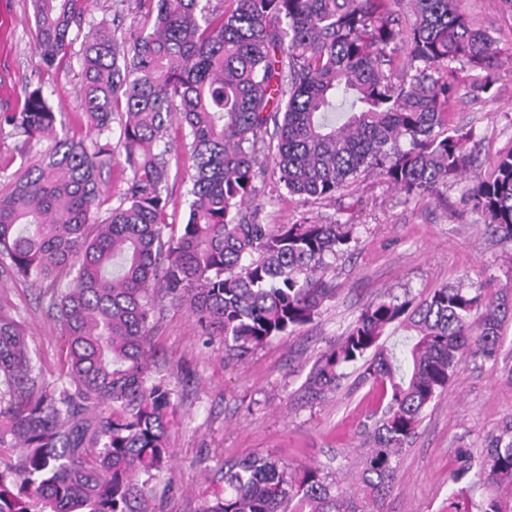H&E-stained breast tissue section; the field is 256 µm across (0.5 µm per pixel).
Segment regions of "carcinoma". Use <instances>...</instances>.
<instances>
[{
  "label": "carcinoma",
  "instance_id": "obj_1",
  "mask_svg": "<svg viewBox=\"0 0 512 512\" xmlns=\"http://www.w3.org/2000/svg\"><path fill=\"white\" fill-rule=\"evenodd\" d=\"M85 2L32 0L39 74L73 51ZM459 2L149 0L140 30L83 37L72 128L57 131L40 78L21 106L0 110V138L11 140L0 287L39 288L67 346L48 380L0 294V512H156L152 481L173 456L176 414L151 352L166 304L242 356L335 297L331 260L353 225L262 223L260 151L304 202L335 197L365 169L407 200L465 180L487 228L512 243V149L488 177L472 175L475 133L449 120L461 89L474 101L492 92L502 52ZM175 122L191 160L182 177L170 167ZM44 137L51 145L34 154ZM118 158L129 176L113 205ZM178 184L188 217L176 233ZM508 318V296L481 288L371 301L305 382L325 397L359 362L379 390L354 481L246 454L226 464L224 492L202 512H381L425 408L461 364L494 356ZM395 325L406 336L389 347ZM457 460L453 481L470 478L460 491L489 486L477 512H512V421L488 437L479 466L461 448Z\"/></svg>",
  "mask_w": 512,
  "mask_h": 512
}]
</instances>
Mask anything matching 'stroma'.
<instances>
[{
	"label": "stroma",
	"mask_w": 512,
	"mask_h": 512,
	"mask_svg": "<svg viewBox=\"0 0 512 512\" xmlns=\"http://www.w3.org/2000/svg\"><path fill=\"white\" fill-rule=\"evenodd\" d=\"M146 0H89L85 26L120 15L122 29L143 25ZM29 0H0V109L20 104L35 80ZM57 111L72 120L81 87L76 56L44 77ZM500 94L452 107V123L474 128L473 168L489 175L497 157L512 149V54L498 69ZM464 184L449 185L440 200L411 202L383 177L359 174L330 201L302 202L271 187L260 190L267 224L305 220L355 225L354 239L330 271L336 297L314 322L271 340L242 359L224 354L220 340L203 341L184 309L167 306L152 338L156 360L174 392L175 457L166 487L158 489L161 512H201L224 488V461L254 453L293 465L334 469L359 459L374 409L358 366L347 368L340 389L314 399L304 388L318 356L345 336L360 310L383 293L426 296L448 285L512 289V244L499 241L481 214L464 200ZM6 294L23 317L29 342L55 378L65 355L57 327L42 308L37 289L8 285ZM494 360L462 365L447 389L424 411L402 456L383 512H453L451 480L456 451L482 458L487 437L512 419V321L505 322Z\"/></svg>",
	"instance_id": "stroma-1"
}]
</instances>
